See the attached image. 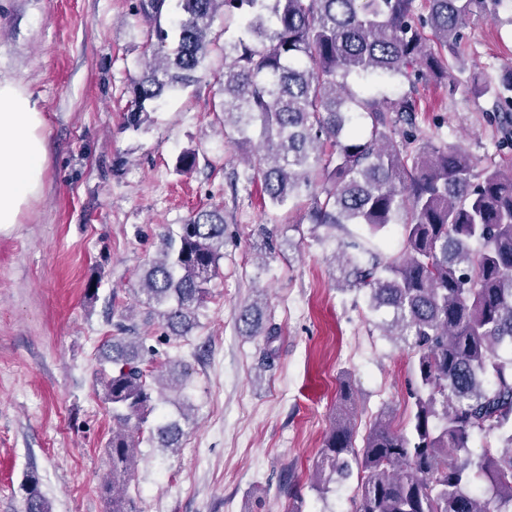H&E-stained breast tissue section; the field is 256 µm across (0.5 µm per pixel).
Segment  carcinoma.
I'll use <instances>...</instances> for the list:
<instances>
[{
  "mask_svg": "<svg viewBox=\"0 0 512 512\" xmlns=\"http://www.w3.org/2000/svg\"><path fill=\"white\" fill-rule=\"evenodd\" d=\"M140 0L153 21L148 70L131 79L124 128L148 121L147 105L198 81L209 53L224 59L217 78L222 123L257 145L244 170L274 206L309 197L313 228L358 224L341 251L350 288L368 291L371 311L392 312L385 335L413 349L414 414L408 430L381 412L357 438L346 407L321 448L320 471L340 480L360 474L355 512H512V167L474 173L458 145L425 141L416 93L453 83L465 69L464 30L498 19L507 0ZM224 39L211 36L218 14ZM495 100L499 148L512 150V66L494 83L473 78ZM396 224L395 255L375 244ZM478 248H473V245ZM224 259V211L200 209L161 236L158 255L137 274L164 337L188 335ZM247 335L262 309L239 317ZM112 337V369L97 378L112 407L106 452L112 485L137 464V448L164 373L185 372L122 326ZM487 442L477 455L475 433ZM159 448H177V422L149 427ZM24 512H52L31 477ZM110 492V487H105ZM112 493V492H110ZM111 512H138L112 493Z\"/></svg>",
  "mask_w": 512,
  "mask_h": 512,
  "instance_id": "obj_1",
  "label": "carcinoma"
}]
</instances>
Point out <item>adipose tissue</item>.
<instances>
[{
    "label": "adipose tissue",
    "mask_w": 512,
    "mask_h": 512,
    "mask_svg": "<svg viewBox=\"0 0 512 512\" xmlns=\"http://www.w3.org/2000/svg\"><path fill=\"white\" fill-rule=\"evenodd\" d=\"M46 119L21 85L0 80V226L18 223L43 189Z\"/></svg>",
    "instance_id": "obj_1"
}]
</instances>
